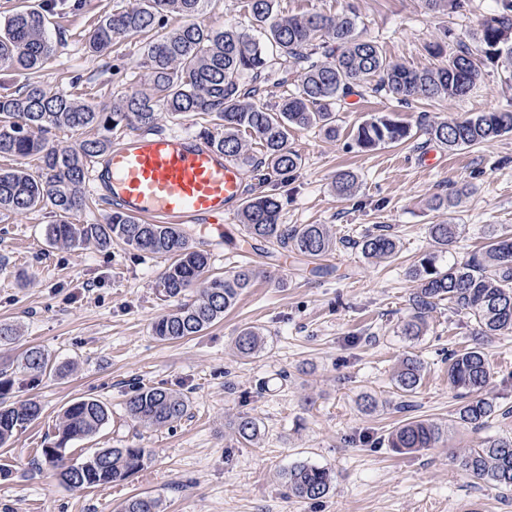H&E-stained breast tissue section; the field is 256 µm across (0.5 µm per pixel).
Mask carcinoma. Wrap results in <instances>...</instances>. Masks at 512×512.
I'll use <instances>...</instances> for the list:
<instances>
[{
  "mask_svg": "<svg viewBox=\"0 0 512 512\" xmlns=\"http://www.w3.org/2000/svg\"><path fill=\"white\" fill-rule=\"evenodd\" d=\"M427 10L458 12L467 0H424ZM208 0H137L114 13L90 32L92 52L102 54L115 41L133 39L165 25L170 15L188 22L146 43L143 64L147 87L135 91L108 110H97L78 98L53 93L39 80V73L55 51L45 36L47 18L37 9L21 7L0 24V70L25 76L17 92L0 95V157L18 161L31 157L39 169L19 165L0 171V210L21 211L50 206L59 215L48 225L53 242L74 246L95 241L108 248L114 242L137 251L170 257L160 278V293L169 298L201 285L190 303L161 315L152 326L161 341L196 336L224 319V313L250 286L254 273L238 268L223 275H206L210 256L189 243L180 228L148 224L114 213L105 224H74L69 215L83 204L81 192L87 165L112 144V132L130 125L152 130L160 112L171 115L197 113L210 118L202 133L224 155L251 168L263 184L268 176H285L297 170L301 157L289 147L295 129L319 127L336 134L332 106L369 87L401 104L416 98H457L467 95L482 76L484 61L503 60L512 67V0H498L494 14L476 29L455 37L454 51L444 67L414 69L383 56L378 44L357 33V15L318 12L284 16L277 0H246V18L263 32L265 40L254 39L235 26L215 28L202 21ZM279 67L278 85H288L296 75L295 90L275 106L264 102L257 85H243L239 76L255 77ZM96 130V136L76 148L51 141L54 130ZM431 140L450 151L490 145L512 134V111L479 112L462 120L428 123ZM412 138L409 125L374 116L361 123L355 144L362 150L382 145H399ZM336 194L354 195L357 176L348 169L336 172ZM471 185L456 186L445 196L434 198L433 208L449 209L468 195ZM282 200L259 192L247 197L240 210L247 237L259 243L288 248L305 258L316 259L333 248L323 224L279 223ZM458 234L456 224H431L429 235L448 250ZM362 254L380 262L395 260L398 250L386 229L370 231L358 242ZM416 283L411 301L414 309L402 332L420 336L426 317L446 300L466 310L476 323V342L450 358L448 380L460 399L458 419L481 428L498 412L493 402L480 397L490 371L482 342L491 336L512 332V233H493L486 250L463 262L438 265L432 257L421 260L412 274ZM260 331L247 327L235 339L239 357L254 359L262 351ZM18 368L42 373L50 368L44 351L32 347L22 355ZM422 363L405 358L394 376L396 387L409 395L421 384ZM12 379L0 369V448L9 445L14 433L38 420L41 407L35 401L6 403ZM188 399L180 392L160 386L142 387L128 399L130 418L146 427H162L182 418ZM109 419L108 407L92 397H79L63 411L58 433L40 450L42 463L57 479L73 489H90L119 484L142 470L148 459L144 448H100L81 462L66 461L70 442L96 435ZM236 432L256 443L260 426L251 417L236 422ZM448 429L429 420L408 419L388 436V447L397 453L432 448L445 438ZM454 460L472 478L512 489V437L487 442ZM289 491L300 499L318 500L329 494L332 473L320 466L298 463L283 475ZM119 512H161L160 502L147 492L136 494L119 505Z\"/></svg>",
  "mask_w": 512,
  "mask_h": 512,
  "instance_id": "obj_1",
  "label": "carcinoma"
}]
</instances>
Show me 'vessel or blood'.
Instances as JSON below:
<instances>
[{"mask_svg": "<svg viewBox=\"0 0 512 512\" xmlns=\"http://www.w3.org/2000/svg\"><path fill=\"white\" fill-rule=\"evenodd\" d=\"M92 190L115 211L183 226L196 242L222 239L247 197L246 170L203 136L136 131L90 165Z\"/></svg>", "mask_w": 512, "mask_h": 512, "instance_id": "vessel-or-blood-1", "label": "vessel or blood"}]
</instances>
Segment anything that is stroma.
<instances>
[{
  "instance_id": "35a3bbf8",
  "label": "stroma",
  "mask_w": 512,
  "mask_h": 512,
  "mask_svg": "<svg viewBox=\"0 0 512 512\" xmlns=\"http://www.w3.org/2000/svg\"><path fill=\"white\" fill-rule=\"evenodd\" d=\"M135 0H0V20L30 5L49 17L48 39L56 52L41 81L53 91L82 97L89 105L112 106L142 89L141 46L119 41L104 55L92 53L87 36L107 15ZM282 14H339L355 8L358 30L390 61L413 68L446 64L427 52L443 29L465 33L497 8L496 0H470L466 10L428 11L424 0H279ZM512 110V74L487 64L461 98L416 99L401 105L365 93L338 107L335 135L317 128L293 131L289 145L301 158L288 181L272 178L249 189L279 194L281 223L322 224L336 242L320 262L280 247L253 251L239 218L224 223L222 244L211 248L213 272L254 269L250 288L219 323L197 336L160 341L155 319L193 300L190 288L164 298L156 285L169 264L123 244L101 249L91 243H52L51 210L0 211V323L16 325V341L0 343V368L12 367V403L34 400L42 415L0 449V512H115L125 499L151 493L161 512H512V490L464 475L455 455L488 441L512 437V333L486 339L490 379L482 392L500 412L480 429L459 422V400L448 382V358L474 343L475 324L452 304L441 303L427 318L422 336L402 325L413 309L409 276L434 246L427 228L448 221L459 235L440 263L481 252L491 232L512 228V135L488 146L450 151L437 147L420 118L459 120L477 112ZM386 115L417 127L411 140L371 151L356 147L360 123ZM436 152L440 162L419 165ZM348 168L358 188L338 198L332 180ZM473 191L452 210L432 206L453 185ZM389 227L396 237L394 263L366 258L357 242L366 231ZM260 329L264 348L242 360L235 338L243 328ZM48 352L52 371H16L24 351ZM408 356L423 364L415 393H401L394 371ZM163 386L189 400L186 414L162 428H147L125 411L143 386ZM376 407L365 411L364 396ZM92 397L109 410L98 434L71 442L76 462L99 448L137 446L150 458L118 485L72 490L39 462L53 440L63 409ZM254 418L259 442L241 439L240 416ZM448 426L447 441L399 454L386 437L407 419ZM306 462L334 474L330 493L319 500L291 496L282 475Z\"/></svg>"
}]
</instances>
